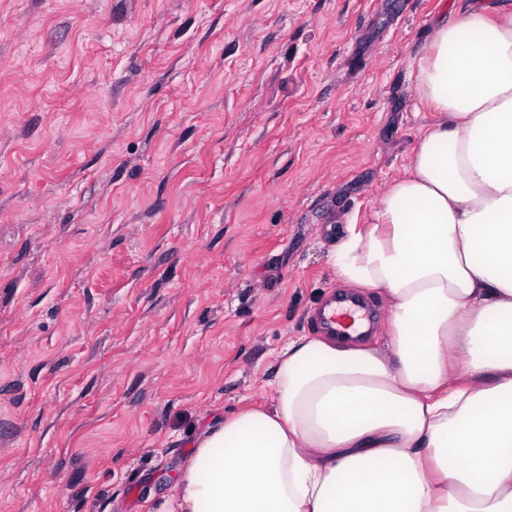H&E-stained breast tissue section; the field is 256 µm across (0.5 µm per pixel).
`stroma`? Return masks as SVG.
<instances>
[{
    "instance_id": "1",
    "label": "stroma",
    "mask_w": 512,
    "mask_h": 512,
    "mask_svg": "<svg viewBox=\"0 0 512 512\" xmlns=\"http://www.w3.org/2000/svg\"><path fill=\"white\" fill-rule=\"evenodd\" d=\"M459 0H0V512H152L272 399L439 120Z\"/></svg>"
}]
</instances>
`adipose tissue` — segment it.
<instances>
[{
    "label": "adipose tissue",
    "mask_w": 512,
    "mask_h": 512,
    "mask_svg": "<svg viewBox=\"0 0 512 512\" xmlns=\"http://www.w3.org/2000/svg\"><path fill=\"white\" fill-rule=\"evenodd\" d=\"M415 90L441 120L331 251L384 345L290 338L154 512H512V0L439 17ZM371 299L365 300L372 308L375 315V327L372 333L364 340L371 343H382L385 339V325L387 313L381 299L374 295L372 291H367Z\"/></svg>",
    "instance_id": "ef3b65f1"
}]
</instances>
